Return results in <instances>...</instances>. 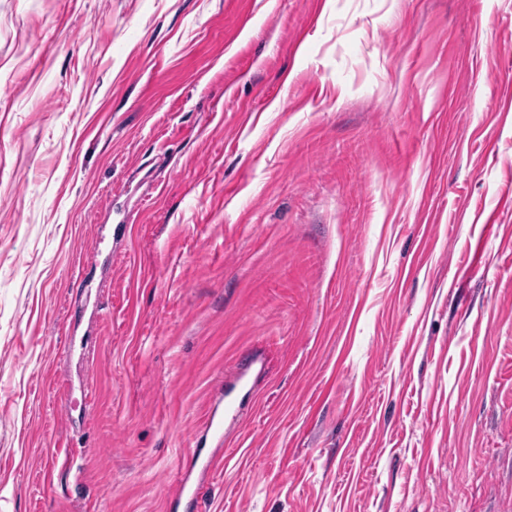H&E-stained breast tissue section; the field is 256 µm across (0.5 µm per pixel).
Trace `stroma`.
<instances>
[{"label":"stroma","instance_id":"stroma-1","mask_svg":"<svg viewBox=\"0 0 512 512\" xmlns=\"http://www.w3.org/2000/svg\"><path fill=\"white\" fill-rule=\"evenodd\" d=\"M510 262L512 0H0V512H168L231 381L179 512H512Z\"/></svg>","mask_w":512,"mask_h":512}]
</instances>
